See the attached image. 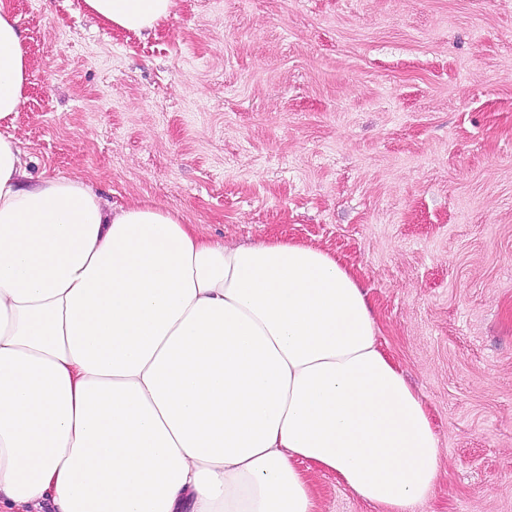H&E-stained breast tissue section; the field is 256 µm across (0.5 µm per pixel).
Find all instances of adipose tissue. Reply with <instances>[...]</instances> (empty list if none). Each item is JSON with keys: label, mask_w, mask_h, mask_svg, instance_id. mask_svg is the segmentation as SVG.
Returning <instances> with one entry per match:
<instances>
[{"label": "adipose tissue", "mask_w": 512, "mask_h": 512, "mask_svg": "<svg viewBox=\"0 0 512 512\" xmlns=\"http://www.w3.org/2000/svg\"><path fill=\"white\" fill-rule=\"evenodd\" d=\"M129 35L176 0H84ZM31 61L0 0V512H314L309 462L413 512L441 450L338 257L213 242L171 210L30 181Z\"/></svg>", "instance_id": "1"}]
</instances>
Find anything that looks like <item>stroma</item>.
Returning <instances> with one entry per match:
<instances>
[{
	"mask_svg": "<svg viewBox=\"0 0 512 512\" xmlns=\"http://www.w3.org/2000/svg\"><path fill=\"white\" fill-rule=\"evenodd\" d=\"M7 3L32 178L338 255L439 439L415 512H512V0H176L140 37ZM298 468L316 512H381Z\"/></svg>",
	"mask_w": 512,
	"mask_h": 512,
	"instance_id": "obj_1",
	"label": "stroma"
}]
</instances>
